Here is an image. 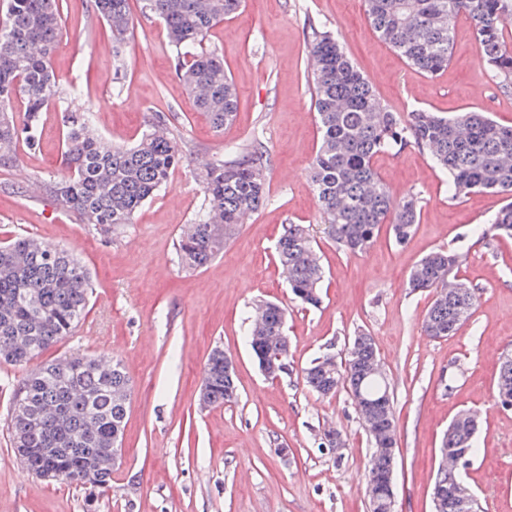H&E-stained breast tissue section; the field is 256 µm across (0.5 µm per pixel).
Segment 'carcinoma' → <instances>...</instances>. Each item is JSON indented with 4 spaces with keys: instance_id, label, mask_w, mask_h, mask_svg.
Masks as SVG:
<instances>
[{
    "instance_id": "1",
    "label": "carcinoma",
    "mask_w": 512,
    "mask_h": 512,
    "mask_svg": "<svg viewBox=\"0 0 512 512\" xmlns=\"http://www.w3.org/2000/svg\"><path fill=\"white\" fill-rule=\"evenodd\" d=\"M0 9V165L20 162L17 146L39 145L41 112L61 98L51 58L61 34L62 0H4ZM371 25L408 64L434 76L448 67L457 17L474 23L483 65L497 87L512 92V0H365ZM242 0H142V10L166 26L175 53V71L196 109L217 132L236 114L237 94L224 62L204 48L210 30L235 14ZM94 13L112 33V57L120 70L135 22L129 0H93ZM311 97L320 145L309 177L324 233L352 254L366 252L390 225L396 243L414 231L420 212L417 196L395 197L374 167L382 152L416 147L448 175V198L495 191L510 201L488 224L471 233L490 242L512 238V126L482 112L440 116L424 108L405 115L390 111L349 57L338 36L309 22ZM66 174L44 184L46 194L82 224L105 233L130 224L139 209L164 186L172 169L185 159V146L153 113L142 136L118 146L92 129V112L63 114ZM262 143L231 160L216 158L202 175L204 205L177 241L180 264L188 270L207 266L224 251L238 224L268 201ZM316 241L309 228L288 224L279 238L277 257L293 295L304 305L321 301L324 277ZM461 255L431 252L412 269L408 288L433 291L423 320L426 335L455 334L472 317L478 289L455 279ZM91 290L88 269L70 250L33 236L0 245V361L19 366L73 335L85 315ZM250 321L247 339L257 363L285 335V312L263 302ZM224 349L215 348L205 367L208 405L236 399L234 372L224 370ZM343 375L314 360L304 382L323 394L348 389L370 404L362 425L371 441L368 480L382 481L392 470L390 435L397 430L394 402L371 337L360 333L345 356ZM29 417H11L16 448H34L32 468L52 466L68 483L84 486L85 459H100L93 487L111 488L112 463L106 450L122 440L131 399L129 377L121 363L73 352L27 375ZM499 402L512 401V362H500L495 381ZM479 416L461 411L451 421L441 447L448 457L460 452L473 462L485 449L475 435ZM458 480L451 466L438 469L432 494L442 496V512H463L452 489Z\"/></svg>"
}]
</instances>
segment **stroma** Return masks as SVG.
Listing matches in <instances>:
<instances>
[{
  "label": "stroma",
  "mask_w": 512,
  "mask_h": 512,
  "mask_svg": "<svg viewBox=\"0 0 512 512\" xmlns=\"http://www.w3.org/2000/svg\"><path fill=\"white\" fill-rule=\"evenodd\" d=\"M62 13L53 68L65 95L42 113L39 146L21 149L19 166H0V243L32 235L78 254L92 283L86 315L39 360L72 352L120 360L132 395L112 487L92 494L43 481L18 462L10 418L27 369L0 363V512H368L371 442L352 395L325 397L303 381L311 361L343 358L360 332L375 344L394 401L397 512H433L438 448L463 408L479 413L477 437L486 446L465 480L484 512H512V409L498 405L494 392L499 360L512 349V240L487 243L470 232L496 214L504 196L450 200L448 178L427 153L409 147L379 154L378 174L394 195L419 197V218L405 242L395 243L385 224L371 247L354 255L325 234L308 176L319 147L307 82L309 22L339 33L391 111L486 112L512 125V94L500 91L481 63L472 21L457 20L453 59L430 76L378 37L364 0H244L206 40L238 95L233 122L218 133L178 80L160 19L140 18L118 71L104 51L112 35L90 0H63ZM476 86L486 90L482 99L472 97ZM85 108L115 144L138 140L155 112L186 144V161L116 234L79 223L42 189L64 171V110ZM258 142L266 152L268 204L245 219L222 256L183 269L176 246L204 198L199 162L233 158ZM174 196L179 204H171ZM287 224L308 226L316 240L325 269L318 307L295 300L280 275L276 244ZM437 249L462 253L458 278L481 290L473 317L441 339L421 329L431 292L407 287L414 265ZM261 301L287 310L289 370L275 379L261 372L247 342ZM217 347L235 361L238 399L204 408L203 368ZM449 375L450 394L442 384ZM327 430L342 436L341 454L322 445ZM283 446L289 457L280 455Z\"/></svg>",
  "instance_id": "stroma-1"
}]
</instances>
